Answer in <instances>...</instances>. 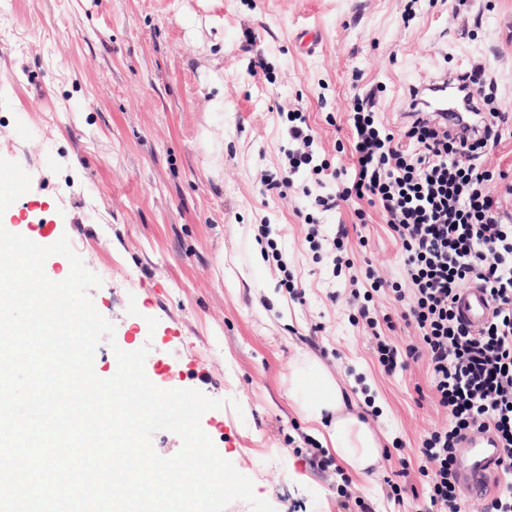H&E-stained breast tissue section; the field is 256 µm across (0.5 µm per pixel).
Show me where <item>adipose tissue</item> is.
Instances as JSON below:
<instances>
[{
	"mask_svg": "<svg viewBox=\"0 0 512 512\" xmlns=\"http://www.w3.org/2000/svg\"><path fill=\"white\" fill-rule=\"evenodd\" d=\"M289 393L302 418L311 424L324 448L356 476H364L379 459L381 444L359 414L345 411V397L322 365L309 356L295 360Z\"/></svg>",
	"mask_w": 512,
	"mask_h": 512,
	"instance_id": "1",
	"label": "adipose tissue"
}]
</instances>
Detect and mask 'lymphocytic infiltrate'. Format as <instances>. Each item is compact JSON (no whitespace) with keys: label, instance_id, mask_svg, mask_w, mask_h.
Masks as SVG:
<instances>
[{"label":"lymphocytic infiltrate","instance_id":"f902f5d3","mask_svg":"<svg viewBox=\"0 0 512 512\" xmlns=\"http://www.w3.org/2000/svg\"><path fill=\"white\" fill-rule=\"evenodd\" d=\"M488 124L469 138L447 124L418 119L400 132L385 128L372 95L356 97L351 114L356 162L353 178L316 163L314 137L302 113L291 114L288 135L296 142L288 168L266 190L282 191L297 176L316 186L334 182L336 191L316 196L331 211L352 198L379 204L405 255L409 292L400 314L415 327L423 350L376 342L379 362L396 371L426 353L431 386L448 414L447 427L431 432L422 454L433 468L426 506L419 512H467L458 493L456 448L460 437L482 422L491 423L504 451L502 477L490 512H512V184L494 192L482 158L502 139L512 114L483 101ZM484 288L496 304L493 318L479 332L458 317L454 301L469 285Z\"/></svg>","mask_w":512,"mask_h":512}]
</instances>
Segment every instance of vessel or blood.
Returning a JSON list of instances; mask_svg holds the SVG:
<instances>
[{
  "mask_svg": "<svg viewBox=\"0 0 512 512\" xmlns=\"http://www.w3.org/2000/svg\"><path fill=\"white\" fill-rule=\"evenodd\" d=\"M476 108L475 96L466 95L463 90L460 72L445 71L412 85L399 116L409 120L422 113L457 120L462 113ZM455 307L460 318L475 331L490 320L494 311L488 293L475 284L458 294ZM457 458V481L463 497L488 496L501 471L503 458L501 443L493 427L486 423L469 430L458 445Z\"/></svg>",
  "mask_w": 512,
  "mask_h": 512,
  "instance_id": "1",
  "label": "vessel or blood"
}]
</instances>
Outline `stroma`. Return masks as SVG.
<instances>
[{"mask_svg": "<svg viewBox=\"0 0 512 512\" xmlns=\"http://www.w3.org/2000/svg\"><path fill=\"white\" fill-rule=\"evenodd\" d=\"M507 20L512 0H0V91L12 99L0 140L31 177L0 224L50 245L68 237L97 275L119 261L88 291L115 326L96 375H115L114 348L145 346L154 385L224 400L201 427L275 512H344L347 493L379 512H418L423 442L448 414L427 357L391 374L375 351L379 337L422 343L383 323L403 309L390 288L401 244L368 200L324 212L307 179L283 197L263 182L288 164L292 111L318 158L348 171L354 96L374 94L378 119L397 131L410 85L468 62L512 108ZM303 30L318 37L314 51L300 46ZM300 353L369 416L385 453L366 477L345 470L289 400Z\"/></svg>", "mask_w": 512, "mask_h": 512, "instance_id": "obj_1", "label": "stroma"}]
</instances>
